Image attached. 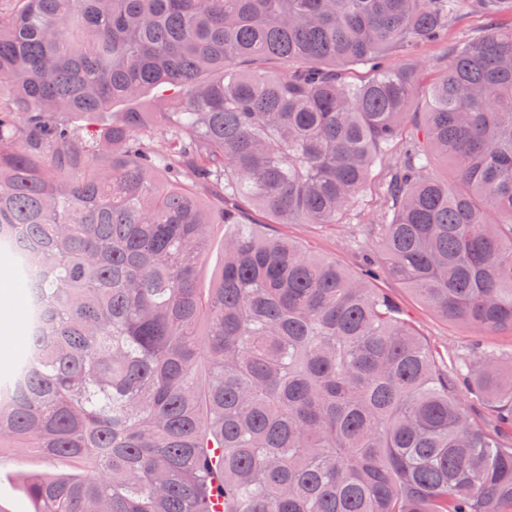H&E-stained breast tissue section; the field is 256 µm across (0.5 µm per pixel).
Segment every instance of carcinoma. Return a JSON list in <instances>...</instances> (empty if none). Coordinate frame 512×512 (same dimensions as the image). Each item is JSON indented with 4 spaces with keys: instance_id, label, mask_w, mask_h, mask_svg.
<instances>
[{
    "instance_id": "obj_1",
    "label": "carcinoma",
    "mask_w": 512,
    "mask_h": 512,
    "mask_svg": "<svg viewBox=\"0 0 512 512\" xmlns=\"http://www.w3.org/2000/svg\"><path fill=\"white\" fill-rule=\"evenodd\" d=\"M476 5L484 34L410 111L415 75L385 58ZM501 14L512 0H0V253L30 295L0 464L22 448L82 471H19L35 512H512L499 355L445 364L364 276L249 222L342 224L379 166L386 272L512 334ZM157 88L165 110L96 126ZM211 224L224 265L202 290Z\"/></svg>"
}]
</instances>
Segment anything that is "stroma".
<instances>
[{"label": "stroma", "instance_id": "1", "mask_svg": "<svg viewBox=\"0 0 512 512\" xmlns=\"http://www.w3.org/2000/svg\"><path fill=\"white\" fill-rule=\"evenodd\" d=\"M485 20L476 12H465L453 18L442 41L418 44L390 55L389 67L404 70L417 67V79L425 83L442 74L452 46L462 38L474 39L483 33ZM382 185L372 179L365 187L359 203L346 224H264L261 214L253 220L263 223L266 234L299 243L306 251L336 261L351 272L358 273L366 261L381 262L382 256L368 233L371 224L381 216ZM372 287L391 296L414 320L424 340L439 350L445 360L462 355H480L493 352L512 355V337L502 334L476 332L468 325L449 322L430 312L412 293L403 288L387 273L371 279ZM23 294L0 296V358L9 360L26 345L27 329L17 313L24 309ZM31 473L61 474L70 472V465L50 463L42 457L27 455L22 466L12 464L0 467V512H33L34 504L17 477L18 470Z\"/></svg>", "mask_w": 512, "mask_h": 512}]
</instances>
